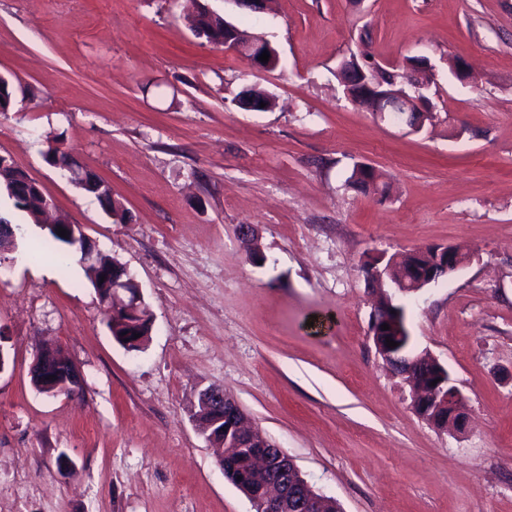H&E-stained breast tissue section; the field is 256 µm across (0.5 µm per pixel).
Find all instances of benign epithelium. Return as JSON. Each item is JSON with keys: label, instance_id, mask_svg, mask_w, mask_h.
<instances>
[{"label": "benign epithelium", "instance_id": "benign-epithelium-1", "mask_svg": "<svg viewBox=\"0 0 512 512\" xmlns=\"http://www.w3.org/2000/svg\"><path fill=\"white\" fill-rule=\"evenodd\" d=\"M222 47L244 58L254 69L273 71L279 63V55L270 42L261 35L247 33L224 34ZM270 55L266 63L258 60L263 52ZM347 98L360 104L367 98H375L379 106L375 112L385 117L389 112L404 113L403 124L410 125L412 114L427 112L425 101L418 93L410 94L404 90L377 92L367 79L364 69L352 66ZM67 234L81 240L84 262H91L99 250L96 244L85 236L78 224L64 226ZM432 250L435 257L429 258L427 250ZM422 247L418 255L431 259L422 271L411 268V275L398 279L391 286L394 293L402 296L413 295L426 286L438 281L440 275H450L471 260V255L464 254L458 245ZM112 317L122 314L133 315L141 308L139 287L127 268H121L119 277L114 279V286L108 296L102 299ZM394 312L375 308L370 325V336H383L386 331L381 325L392 324ZM405 341L402 348L379 344V354L386 362H394V368L412 387L411 404L414 411L426 422L439 417L445 426L456 432L466 430L468 415L464 398L450 376L438 371L442 364L437 358L425 352L410 361V366L402 368V352L412 348V339L396 334L395 342ZM31 379L49 389V395L67 396L76 393L82 383L78 368L71 362L57 367L56 371L45 366V360L36 356L31 368ZM192 418L205 436L206 441L217 448H247L257 469L269 471L270 476L262 486L253 490L249 496L254 508L259 512H341L336 501L318 494L303 478L294 460L275 442L262 437L258 430L251 427L234 397L220 386H210L198 392Z\"/></svg>", "mask_w": 512, "mask_h": 512}]
</instances>
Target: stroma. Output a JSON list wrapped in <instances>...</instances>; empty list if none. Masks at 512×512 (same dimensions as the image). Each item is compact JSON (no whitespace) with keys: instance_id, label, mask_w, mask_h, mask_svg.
<instances>
[{"instance_id":"1","label":"stroma","mask_w":512,"mask_h":512,"mask_svg":"<svg viewBox=\"0 0 512 512\" xmlns=\"http://www.w3.org/2000/svg\"><path fill=\"white\" fill-rule=\"evenodd\" d=\"M263 34L270 72L195 35L191 0H0V155L138 282L152 314L136 351L112 336L76 254H0V512H255L193 419L200 390L247 417L342 512H512V0H203ZM432 66L421 131L347 99L371 58ZM466 63L477 85L449 72ZM276 105L248 112L243 88ZM112 189V222L50 145ZM369 165L388 197L346 180ZM461 244L471 261L403 298L414 352L447 367L465 432L440 431L368 334L364 262ZM63 347L82 384L48 397L30 367Z\"/></svg>"}]
</instances>
